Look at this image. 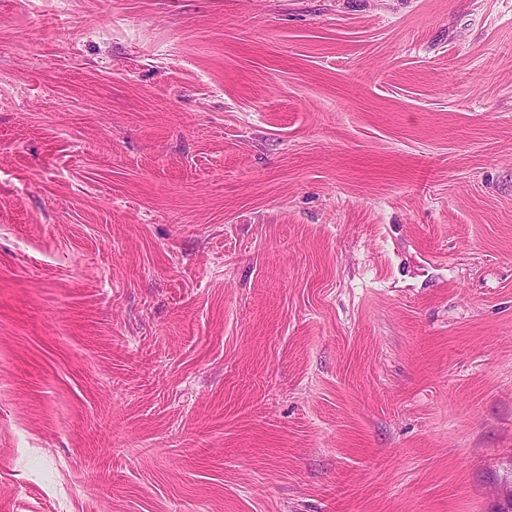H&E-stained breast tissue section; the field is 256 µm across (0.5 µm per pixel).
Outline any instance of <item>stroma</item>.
Instances as JSON below:
<instances>
[{
	"label": "stroma",
	"instance_id": "obj_1",
	"mask_svg": "<svg viewBox=\"0 0 512 512\" xmlns=\"http://www.w3.org/2000/svg\"><path fill=\"white\" fill-rule=\"evenodd\" d=\"M512 0H0V512H491Z\"/></svg>",
	"mask_w": 512,
	"mask_h": 512
}]
</instances>
